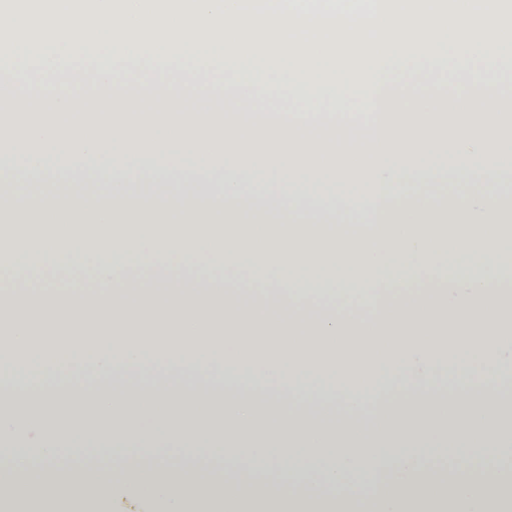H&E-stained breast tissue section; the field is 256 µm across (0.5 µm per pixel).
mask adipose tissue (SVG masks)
<instances>
[{
    "instance_id": "ef3b65f1",
    "label": "adipose tissue",
    "mask_w": 512,
    "mask_h": 512,
    "mask_svg": "<svg viewBox=\"0 0 512 512\" xmlns=\"http://www.w3.org/2000/svg\"><path fill=\"white\" fill-rule=\"evenodd\" d=\"M167 148L170 158L134 181L132 164ZM267 143H20V166L0 168V257L13 272L95 263L106 285L89 290L26 282L0 290V365L48 368L91 359L99 373L138 365L180 375L184 389L137 396L77 389L0 402V512H106L112 482L98 470L56 460L71 449H109L150 466L124 474L152 512H512V414L488 377L475 389L433 395L432 365L512 350V292L493 287L512 254V195L499 175L512 148L467 151V165L426 166L412 153H341L283 144V160L308 180L356 188L363 209L340 195L258 194L239 159L262 169ZM111 152V169L88 168L79 200L67 169ZM217 166L198 181L182 154ZM470 190L469 205L446 189ZM158 260L149 285L128 292L140 257ZM458 257L446 272V257ZM198 286L180 284L176 266ZM245 269L241 294L211 267ZM431 276L434 284L413 288ZM54 307L47 342L32 314ZM219 371L239 397L195 394ZM314 403L335 397L349 415L315 427L249 397L257 385ZM377 414L370 435L355 418ZM480 468L439 467L462 449ZM179 458L176 466L168 458ZM218 457L233 468L270 472L240 481L196 469ZM44 468H35V461ZM199 492L179 493L183 473Z\"/></svg>"
}]
</instances>
